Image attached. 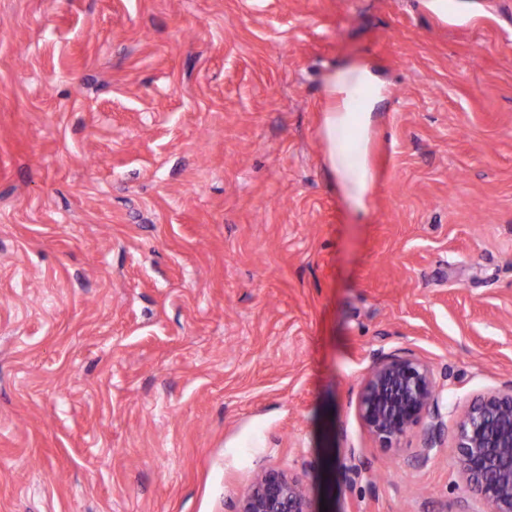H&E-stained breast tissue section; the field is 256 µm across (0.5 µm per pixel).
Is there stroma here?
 I'll return each instance as SVG.
<instances>
[{
    "mask_svg": "<svg viewBox=\"0 0 512 512\" xmlns=\"http://www.w3.org/2000/svg\"><path fill=\"white\" fill-rule=\"evenodd\" d=\"M389 82L358 210L322 87ZM409 353L438 448L357 396ZM512 382V0H0V512H481L464 398ZM441 388L428 361L412 354L380 357L362 382L358 413L382 448H400L410 430L423 424L425 449L430 451L441 442L443 431L438 420ZM236 512H320L312 507L305 486L283 471L261 472L238 501Z\"/></svg>",
    "mask_w": 512,
    "mask_h": 512,
    "instance_id": "stroma-1",
    "label": "stroma"
}]
</instances>
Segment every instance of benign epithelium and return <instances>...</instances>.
Segmentation results:
<instances>
[{"instance_id":"obj_1","label":"benign epithelium","mask_w":512,"mask_h":512,"mask_svg":"<svg viewBox=\"0 0 512 512\" xmlns=\"http://www.w3.org/2000/svg\"><path fill=\"white\" fill-rule=\"evenodd\" d=\"M441 388L436 370L412 354L378 358L357 398L359 416L383 448H399L423 425L426 450L441 442ZM454 467L486 512H512V382L480 393L457 410L452 435ZM236 512H316L295 477L261 472L238 501Z\"/></svg>"}]
</instances>
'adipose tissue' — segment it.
<instances>
[{"mask_svg": "<svg viewBox=\"0 0 512 512\" xmlns=\"http://www.w3.org/2000/svg\"><path fill=\"white\" fill-rule=\"evenodd\" d=\"M388 89L377 68L364 60L334 69L323 85L326 162L344 196L361 208L368 205L374 187L369 132L388 97Z\"/></svg>", "mask_w": 512, "mask_h": 512, "instance_id": "adipose-tissue-1", "label": "adipose tissue"}]
</instances>
